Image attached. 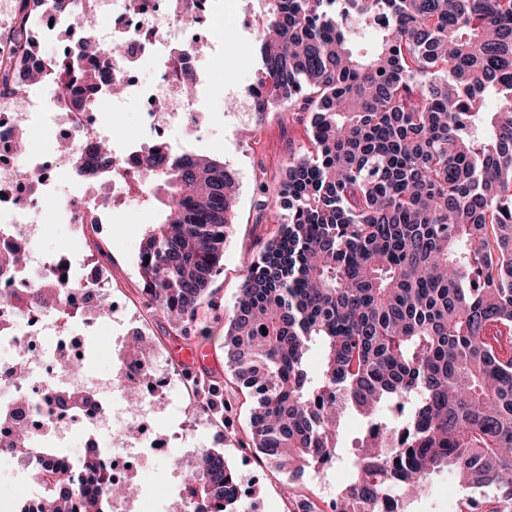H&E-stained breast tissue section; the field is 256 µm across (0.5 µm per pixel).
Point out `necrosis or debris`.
Returning <instances> with one entry per match:
<instances>
[{"label": "necrosis or debris", "mask_w": 512, "mask_h": 512, "mask_svg": "<svg viewBox=\"0 0 512 512\" xmlns=\"http://www.w3.org/2000/svg\"><path fill=\"white\" fill-rule=\"evenodd\" d=\"M94 5L100 19L94 38L112 56L113 78L124 85L126 97L144 101L150 125L158 138H165L172 119L188 118L195 110L193 102L182 96L183 73L200 75L204 68L201 51L211 46L229 16H211L201 30L187 18L206 12L204 0H94ZM186 45L191 46V53L179 55V48ZM147 59L155 60L157 76L145 85L138 74ZM36 62L44 82L27 87L17 99L0 106L28 116L38 108L47 110L46 132L68 141L72 152L18 156L13 147L17 129L9 122L0 125V224L17 226L28 247L24 267L0 276V290L12 295L30 286L59 288L67 281L96 282L100 285L98 305L109 308L113 302L102 287V270L88 269L85 260L75 255H46L34 248L40 230L30 216L42 210L53 174L72 165L74 152L87 139L105 132L97 107L76 111L69 106L53 79L54 59L40 56ZM159 99L168 102L167 110H156ZM142 148V142L134 140L113 154V198L143 195L146 180L135 163ZM0 348L10 352L0 361V444L9 440L11 420L19 411L35 443L61 448L69 434L81 430L88 436L85 454L103 455L118 481L131 477L132 464L145 457L148 448L165 446L164 438H149L143 426L153 402L130 404L123 390L107 382H88L74 371L73 364L84 351L61 338L51 314L23 315L1 307ZM103 436L108 439L104 446L99 443ZM123 457L128 466H120Z\"/></svg>", "instance_id": "1"}]
</instances>
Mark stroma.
Instances as JSON below:
<instances>
[{"label": "stroma", "instance_id": "obj_1", "mask_svg": "<svg viewBox=\"0 0 512 512\" xmlns=\"http://www.w3.org/2000/svg\"><path fill=\"white\" fill-rule=\"evenodd\" d=\"M245 34L235 25H227L223 40L214 42L208 53L207 75L198 87L197 112L192 135L182 138L170 131L171 140L182 141L195 152L221 157L234 171L239 187L234 222L224 243V262L201 304L192 336L195 345L212 350L216 358L224 356V325L228 322L251 260L263 250L278 231L282 214L275 208L265 212L256 206L257 184L276 189L289 159L299 154L305 126L291 112L267 113L262 122H242L229 115L225 102L254 77L256 59L243 52ZM106 231L89 230L86 244L71 235L62 208L47 210L42 218L47 234L41 247L48 254L82 250L89 262L105 267L108 288L114 301L123 308L127 320L141 324L158 352L166 358L165 374L169 383L158 398V409L148 417L149 426L168 436L164 451L148 455L140 463L136 482L147 488L151 499L139 502L138 512H152L155 498L168 490L166 480L178 464L199 449L223 452L239 472L243 501L250 512H285L284 490L293 496L310 497L316 492L309 478L290 480L288 474L263 456L243 454L249 441L250 403L246 389L240 388L229 368H222L220 380L236 401V412L223 423L204 413L201 402L184 375V365L171 351L170 325L145 308L140 294L141 279L138 254L141 242L152 223L161 217V206L135 198L110 204ZM85 358L78 370L106 381L116 378L118 354L112 343L110 321H97L82 331ZM358 435V421L346 415L342 421L332 467L336 483L330 493L346 487L351 480L348 459L353 455V441ZM463 488L455 477L443 473L435 478L425 496L400 497L398 512H449L453 499L462 497Z\"/></svg>", "mask_w": 512, "mask_h": 512}]
</instances>
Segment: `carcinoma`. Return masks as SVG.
Masks as SVG:
<instances>
[{"mask_svg": "<svg viewBox=\"0 0 512 512\" xmlns=\"http://www.w3.org/2000/svg\"><path fill=\"white\" fill-rule=\"evenodd\" d=\"M64 0H21L20 26ZM259 32L242 47L258 58L247 86L259 116L305 112L308 145L291 158L276 193V235L252 260L224 324V360L251 396L249 447L291 475L331 460L341 417L363 423L352 481L335 512H358L387 488L422 494L443 472L512 502V0H256ZM73 47L55 80L75 110L90 89H109V64L75 11ZM377 33L373 52L363 35ZM36 43L0 76V99L37 83ZM494 101L490 111L486 104ZM145 196L164 206L139 256L142 295L172 333L189 335L221 270L236 203L223 161L157 141L137 160ZM74 174H112L106 138L87 143ZM26 245L0 251V271ZM28 312L54 309L52 294L0 296ZM323 352L312 375L307 355ZM206 408H225L213 382ZM15 447L87 487L62 486L49 512H112L128 483L97 456ZM195 512H245L238 472L216 450L186 465Z\"/></svg>", "mask_w": 512, "mask_h": 512, "instance_id": "cac0c4a2", "label": "carcinoma"}]
</instances>
